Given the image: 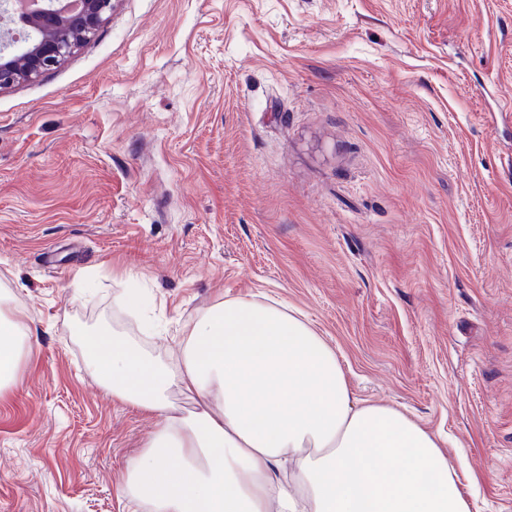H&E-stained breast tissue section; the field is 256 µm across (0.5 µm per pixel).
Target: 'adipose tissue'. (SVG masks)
I'll return each instance as SVG.
<instances>
[{"label":"adipose tissue","mask_w":512,"mask_h":512,"mask_svg":"<svg viewBox=\"0 0 512 512\" xmlns=\"http://www.w3.org/2000/svg\"><path fill=\"white\" fill-rule=\"evenodd\" d=\"M25 334L0 310V393ZM82 343L114 398L164 417L124 476L139 512H470L440 440L356 398L335 350L287 305L225 299L170 361L105 329Z\"/></svg>","instance_id":"adipose-tissue-1"}]
</instances>
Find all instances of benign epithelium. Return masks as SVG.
I'll return each instance as SVG.
<instances>
[{"label": "benign epithelium", "instance_id": "7a95c632", "mask_svg": "<svg viewBox=\"0 0 512 512\" xmlns=\"http://www.w3.org/2000/svg\"><path fill=\"white\" fill-rule=\"evenodd\" d=\"M43 7L22 16L21 24L35 39L15 50L7 33L0 34V90L38 77L60 63L95 34L112 11V0H80L71 10L65 0H42Z\"/></svg>", "mask_w": 512, "mask_h": 512}]
</instances>
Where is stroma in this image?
I'll use <instances>...</instances> for the list:
<instances>
[{
	"label": "stroma",
	"mask_w": 512,
	"mask_h": 512,
	"mask_svg": "<svg viewBox=\"0 0 512 512\" xmlns=\"http://www.w3.org/2000/svg\"><path fill=\"white\" fill-rule=\"evenodd\" d=\"M0 291V512H132L161 418L81 334L172 359L228 297L296 308L512 512V0H114L0 91ZM24 336L23 320L0 308V396L10 386L19 368Z\"/></svg>",
	"instance_id": "1"
}]
</instances>
